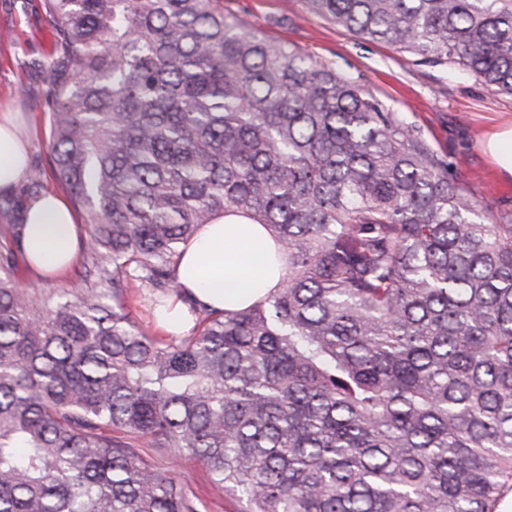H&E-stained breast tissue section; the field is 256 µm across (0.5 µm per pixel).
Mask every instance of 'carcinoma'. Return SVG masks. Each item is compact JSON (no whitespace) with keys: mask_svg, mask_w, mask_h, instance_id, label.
<instances>
[{"mask_svg":"<svg viewBox=\"0 0 512 512\" xmlns=\"http://www.w3.org/2000/svg\"><path fill=\"white\" fill-rule=\"evenodd\" d=\"M512 95V0H302ZM51 166L85 271L27 288L0 252V512H498L512 491V224L419 131L224 0H45ZM23 200L0 197L21 241ZM282 247L281 287L133 321L204 224ZM153 294V289L148 288L147 285H140L139 283L133 285L130 288L129 310L140 327L151 334L161 335L156 328V324L152 322L151 298ZM180 480L192 488L205 502L207 512H235L240 505L236 501L212 494L208 474L197 464H187L178 469Z\"/></svg>","mask_w":512,"mask_h":512,"instance_id":"obj_1","label":"carcinoma"}]
</instances>
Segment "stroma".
Returning <instances> with one entry per match:
<instances>
[{
  "instance_id": "obj_1",
  "label": "stroma",
  "mask_w": 512,
  "mask_h": 512,
  "mask_svg": "<svg viewBox=\"0 0 512 512\" xmlns=\"http://www.w3.org/2000/svg\"><path fill=\"white\" fill-rule=\"evenodd\" d=\"M224 11L371 90L448 160L491 222L512 224V179L500 176L481 148L491 127L512 121V96L488 88L458 64L422 62L361 39L309 13L301 0H224ZM53 44L44 0H0V106L19 113L29 134L30 165L42 172L38 185L17 188L21 197L64 191L50 167L48 84L33 66Z\"/></svg>"
}]
</instances>
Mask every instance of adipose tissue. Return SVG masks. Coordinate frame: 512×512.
<instances>
[{
	"label": "adipose tissue",
	"mask_w": 512,
	"mask_h": 512,
	"mask_svg": "<svg viewBox=\"0 0 512 512\" xmlns=\"http://www.w3.org/2000/svg\"><path fill=\"white\" fill-rule=\"evenodd\" d=\"M29 163L28 142L17 113L0 109V190H13L24 181ZM21 245L27 265L38 274L54 278L70 270L82 246L70 204L51 192L29 198ZM272 248L261 225L228 224L221 218L203 225L185 246L177 268L181 291L167 298L157 318L162 332L180 335L189 330V301L224 309L265 297L284 277L267 261Z\"/></svg>",
	"instance_id": "ef3b65f1"
}]
</instances>
